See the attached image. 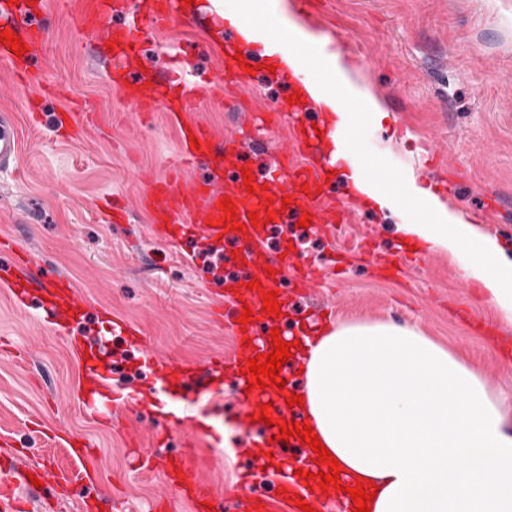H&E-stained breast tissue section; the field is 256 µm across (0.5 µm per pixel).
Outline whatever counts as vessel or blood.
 I'll use <instances>...</instances> for the list:
<instances>
[{"label":"vessel or blood","instance_id":"1","mask_svg":"<svg viewBox=\"0 0 512 512\" xmlns=\"http://www.w3.org/2000/svg\"><path fill=\"white\" fill-rule=\"evenodd\" d=\"M304 9L313 15L334 16L336 34L349 30L350 24L343 16L333 13V0H302ZM178 0H150L146 11L131 10L126 13L121 31L112 28V0H58V8L67 16L71 27L92 38L96 44L91 59L105 66L109 81L121 96L133 99L141 119H150L159 103L160 91H169L174 104L169 112L180 130V151L174 161L175 171L165 175H148L144 178V191L136 205H116L111 220L121 224L128 220L132 209L148 213L151 237L181 246L184 239L199 238L215 249H223L220 236L224 229L221 221L225 213L223 199H231L237 212V223L244 226L241 237V256L247 264L237 279L232 280L231 290L224 297L233 304L235 311L250 307L255 316H262V296L268 291H278L277 302L281 313H288L297 297L311 294L324 278L325 265H336L335 256H328L326 263L307 261L290 255L291 240L288 227L301 216L311 218V228L320 230L333 224L351 223L362 205L360 196L351 189L330 191L326 177L335 170L331 147L321 144L309 118L313 105L282 104L273 109L257 108L248 89L252 82L242 63L235 58L234 43L237 33L224 35L223 46L212 51L218 74L224 78V92L220 99L240 112L242 122L236 132L222 135L196 118L201 101L210 94L213 86L206 74L196 72L191 62L190 46L172 49V69L163 77L138 70L136 62L154 32L163 27L177 12ZM19 36L28 45L25 57H17L10 45L0 43V70L6 72L9 82L20 92L26 93V109L33 122H41L43 113L39 102L53 97L66 99L70 108L57 113L52 125L58 136L69 142L83 140L95 122L96 114L82 99L73 96L66 83L59 78H48L44 68L30 65L46 39V28L31 0L0 8V31ZM120 40L122 47L112 51L113 40ZM289 126L290 134L279 137L281 126ZM262 140L273 147V163L263 176L255 178L252 185H245L240 169H230L227 175H211L194 182L180 180L177 169L181 166H200L207 163L213 152L221 150L226 155L237 156L246 142ZM19 153V138L15 116L0 113V171L13 167ZM290 198V205H283V198ZM258 212L261 221L250 225L248 215ZM279 230V248L275 252L265 249L271 228ZM37 260L25 250H15L10 263L24 288L37 282ZM259 280V287H252V280ZM67 304L75 313L87 307L84 297L73 291L71 281L56 276L44 305L56 310ZM229 328L237 349L227 362L193 364L182 371L180 379H172L168 366L160 364L152 354H145L143 365L149 378L146 387L122 394L113 386L109 373L102 371L98 359L109 356L111 340L101 337L92 353L93 362L86 367L85 409L94 415L105 410L128 406L148 410L157 421L151 435L154 446L167 445L172 438H180L181 448L175 457L141 454L140 436L128 439L131 454L137 455L141 466L160 470L166 477L169 489L187 498L194 512H206L215 503L211 485L203 477L196 457L199 448L236 449V434L226 432L224 419L212 409L214 398L222 388L216 378L224 368L239 371L241 413L252 419L262 404H270L272 417L278 422L290 420L291 414L284 401L285 395L275 386L249 389L244 371L251 358L269 353L270 346L253 328L242 327L238 320H231ZM276 425L255 428L251 437L252 448L258 449V458L252 459L248 471L230 488L224 498L233 502L239 512H278L289 498L308 496L306 480L297 476V469L318 472L312 451L292 452L286 442L277 440ZM277 466L278 495L259 492L255 484ZM42 482L54 478L51 470L30 468L21 460L11 459L0 465V512H22L23 505L15 494L18 484L29 477Z\"/></svg>","mask_w":512,"mask_h":512}]
</instances>
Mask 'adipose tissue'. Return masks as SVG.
Listing matches in <instances>:
<instances>
[{
  "label": "adipose tissue",
  "instance_id": "obj_1",
  "mask_svg": "<svg viewBox=\"0 0 512 512\" xmlns=\"http://www.w3.org/2000/svg\"><path fill=\"white\" fill-rule=\"evenodd\" d=\"M214 12L239 28L244 46L304 70L297 46L315 59L373 119L384 112L340 53L312 35L282 0H264L255 23L224 0ZM350 182L376 208L394 210L401 195L422 204L402 215L398 233L448 254L486 290L501 321L512 325V257L481 236L464 215L423 189L414 173L401 191H382L359 157L337 149ZM302 410L314 433L349 476L350 486L377 485L371 512H512V394L419 328L386 321L335 324L305 348Z\"/></svg>",
  "mask_w": 512,
  "mask_h": 512
}]
</instances>
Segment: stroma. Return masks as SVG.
Here are the masks:
<instances>
[{
	"label": "stroma",
	"instance_id": "35a3bbf8",
	"mask_svg": "<svg viewBox=\"0 0 512 512\" xmlns=\"http://www.w3.org/2000/svg\"><path fill=\"white\" fill-rule=\"evenodd\" d=\"M352 22L343 53L360 80L381 101L385 116L356 124L355 153L382 190L406 170L433 173L423 159L446 151L459 171L447 202L476 231L512 249V0H337ZM47 43L39 63L90 98L100 128L73 144L56 139L50 116L62 100L45 99L41 125L30 124L20 99L0 83V109L13 112L20 137L17 173L0 174V241L32 252L42 272L68 276L88 301L87 315L72 323L66 310L46 315L37 300L17 298L0 271V457L22 456L27 465L69 472L38 494L23 492L27 512H152L165 495L158 473L144 472L128 454L126 434L139 432L143 449L152 420L129 409L105 419L85 412L80 398L84 370L77 353L99 335L97 315L140 324L145 345L112 337V383H146L144 352L162 362L193 364L232 356L235 340L215 324L221 299L215 286L233 277L236 251L227 241L225 259L198 262L204 242L175 251L153 239L148 217L133 212L129 223L110 224L98 215L101 200L135 203L141 177L166 173L179 146L165 111L141 124L135 105L110 84L104 67L92 65L90 41L78 36L56 7L46 13ZM192 42L197 66H212L216 39L207 17L182 7L157 32L140 64L167 68V50ZM498 207L483 216L486 196ZM397 217L366 209L353 223L320 234L296 228V252L308 259L329 247L358 250L372 237L376 251L396 252ZM300 310L325 308L335 323L390 321L420 328L460 359L475 364L493 387L512 393V325L502 323L478 282L465 278L447 254L432 253L404 280L376 277L360 261L346 272L328 273ZM89 439L94 460L71 458L61 435ZM249 468L246 456L207 451L203 475L216 493Z\"/></svg>",
	"mask_w": 512,
	"mask_h": 512
}]
</instances>
